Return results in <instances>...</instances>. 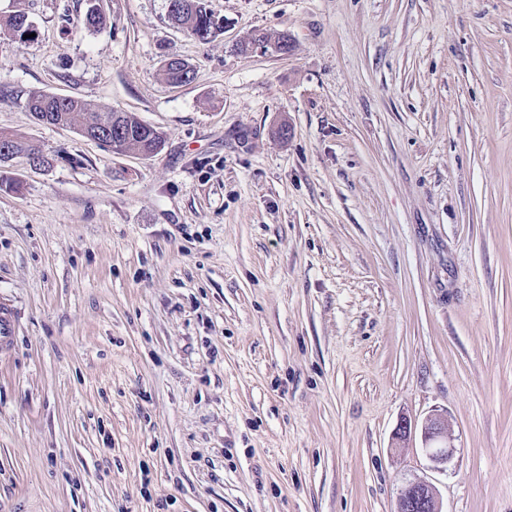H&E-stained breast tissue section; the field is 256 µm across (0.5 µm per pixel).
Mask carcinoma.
<instances>
[{"label": "carcinoma", "mask_w": 512, "mask_h": 512, "mask_svg": "<svg viewBox=\"0 0 512 512\" xmlns=\"http://www.w3.org/2000/svg\"><path fill=\"white\" fill-rule=\"evenodd\" d=\"M169 17L201 42L211 41L224 29L223 24L207 10L205 0H178V6L169 12ZM105 21L100 6L88 5L82 19L85 28L96 29ZM5 26L20 42L25 41V36L32 32V25L23 12L8 16ZM251 39L264 44L267 51L275 54L283 55L293 49L286 34L258 32ZM163 73L166 81L173 86H182L193 80V70L181 58L165 59ZM25 107L36 121L74 128L81 135L117 154L131 151L150 157L157 154L165 143L162 132L142 122L135 114L101 109L79 98L58 97L43 90H32L27 95ZM4 144L8 146L13 158L23 156L28 162H35L43 169L53 165L54 158L30 141L1 132L0 146Z\"/></svg>", "instance_id": "obj_1"}]
</instances>
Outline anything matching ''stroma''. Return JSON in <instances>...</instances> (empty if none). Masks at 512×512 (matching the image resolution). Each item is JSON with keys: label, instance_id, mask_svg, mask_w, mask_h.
Masks as SVG:
<instances>
[{"label": "stroma", "instance_id": "35a3bbf8", "mask_svg": "<svg viewBox=\"0 0 512 512\" xmlns=\"http://www.w3.org/2000/svg\"><path fill=\"white\" fill-rule=\"evenodd\" d=\"M101 6L0 0L34 28H0V131L54 157L0 165V512H395L414 478L512 512V0H207V43ZM34 89L165 146L37 123ZM249 39L264 44L268 52L275 54H288V52L293 49V44L286 34L272 35L265 32H258L249 37ZM162 68L166 81L173 86H182L193 80V70L181 58L171 57L165 59ZM25 107L36 121L74 128L117 154L131 151L150 157L160 152L165 143L162 132L145 124L135 114L101 109L79 98L32 90L27 95ZM424 455L437 471H444L455 455V445L448 436V423L443 414L429 416L421 425Z\"/></svg>", "mask_w": 512, "mask_h": 512}]
</instances>
